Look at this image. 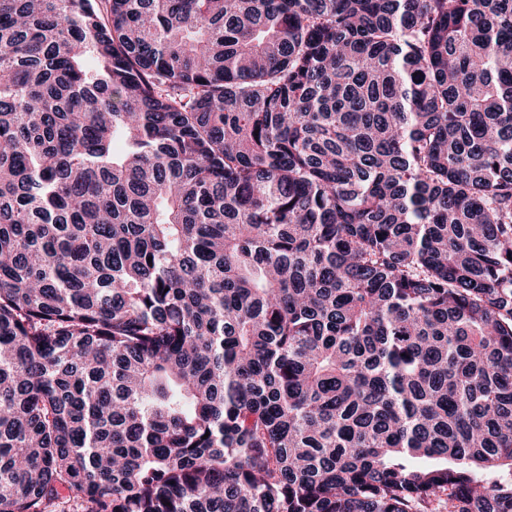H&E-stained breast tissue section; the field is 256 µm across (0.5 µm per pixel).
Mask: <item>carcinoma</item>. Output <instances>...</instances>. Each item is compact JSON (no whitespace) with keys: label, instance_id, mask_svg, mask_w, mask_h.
Masks as SVG:
<instances>
[{"label":"carcinoma","instance_id":"cac0c4a2","mask_svg":"<svg viewBox=\"0 0 512 512\" xmlns=\"http://www.w3.org/2000/svg\"><path fill=\"white\" fill-rule=\"evenodd\" d=\"M0 512H512V0H0Z\"/></svg>","mask_w":512,"mask_h":512}]
</instances>
